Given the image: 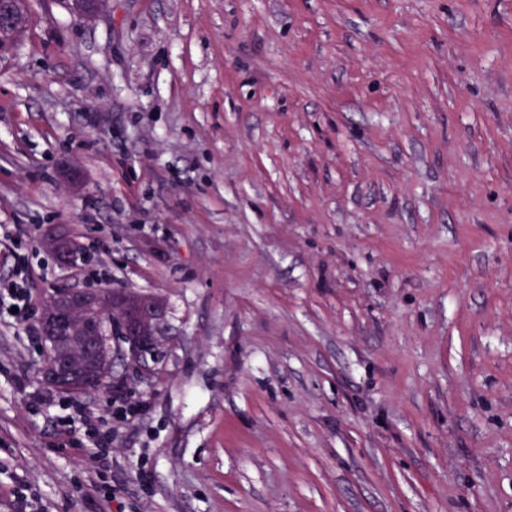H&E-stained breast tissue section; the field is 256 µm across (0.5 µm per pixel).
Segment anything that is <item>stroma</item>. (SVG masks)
<instances>
[{"mask_svg": "<svg viewBox=\"0 0 512 512\" xmlns=\"http://www.w3.org/2000/svg\"><path fill=\"white\" fill-rule=\"evenodd\" d=\"M31 11L0 60L31 313L0 317V512H512V0ZM59 287L160 294L153 376L46 384ZM45 247L61 265L76 262L86 251V246L68 232L56 229L44 238Z\"/></svg>", "mask_w": 512, "mask_h": 512, "instance_id": "stroma-1", "label": "stroma"}]
</instances>
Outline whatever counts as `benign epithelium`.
<instances>
[{
    "label": "benign epithelium",
    "instance_id": "obj_1",
    "mask_svg": "<svg viewBox=\"0 0 512 512\" xmlns=\"http://www.w3.org/2000/svg\"><path fill=\"white\" fill-rule=\"evenodd\" d=\"M108 0H69L81 19L95 18ZM27 0H0V58L13 51L30 25ZM45 247L62 265L76 262L86 246L56 229ZM166 302L154 293L109 287L55 288L45 299L39 329L47 345L43 379L69 393L106 391L115 362L144 378L152 374L164 336Z\"/></svg>",
    "mask_w": 512,
    "mask_h": 512
}]
</instances>
